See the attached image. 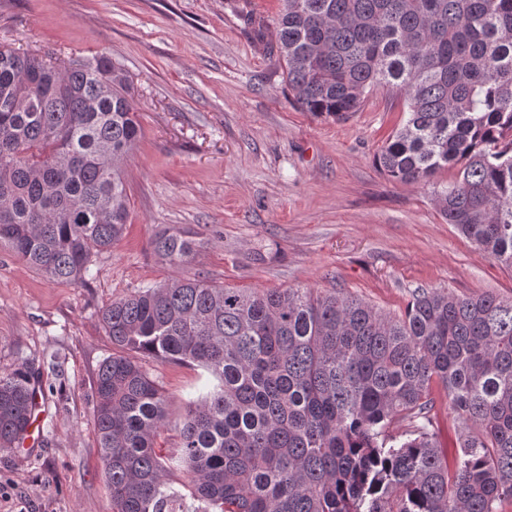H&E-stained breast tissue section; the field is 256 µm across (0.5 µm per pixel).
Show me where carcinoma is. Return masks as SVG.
<instances>
[{
    "mask_svg": "<svg viewBox=\"0 0 512 512\" xmlns=\"http://www.w3.org/2000/svg\"><path fill=\"white\" fill-rule=\"evenodd\" d=\"M273 48L302 109L338 121L378 88L407 117L378 156L404 184L456 170L448 223L512 270V0H282ZM141 136L126 75L100 54L56 65L0 48V245L81 283L129 218ZM154 250L194 255L181 231ZM100 322L93 422L113 512H187L156 440L167 399L141 362L200 366L175 460L192 512H499L512 500V299L418 288L403 315L308 288L175 278ZM34 372L0 373V448L30 425ZM463 424L450 443L434 391ZM456 453L448 460V445Z\"/></svg>",
    "mask_w": 512,
    "mask_h": 512,
    "instance_id": "cac0c4a2",
    "label": "carcinoma"
}]
</instances>
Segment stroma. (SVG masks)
<instances>
[{"instance_id":"1","label":"stroma","mask_w":512,"mask_h":512,"mask_svg":"<svg viewBox=\"0 0 512 512\" xmlns=\"http://www.w3.org/2000/svg\"><path fill=\"white\" fill-rule=\"evenodd\" d=\"M281 0H0V47L65 62L107 54L130 80L143 135L126 165L130 219L86 281L56 282L0 247V372L39 374L36 445L0 449V512H112L91 416L113 352L99 314L172 278L308 288L401 315L413 290L512 298V270L448 224L438 171L388 178L376 157L402 126L400 96L370 94L348 120L300 108L270 37ZM191 233L173 265L156 233ZM171 418L210 388L197 367L145 364Z\"/></svg>"}]
</instances>
